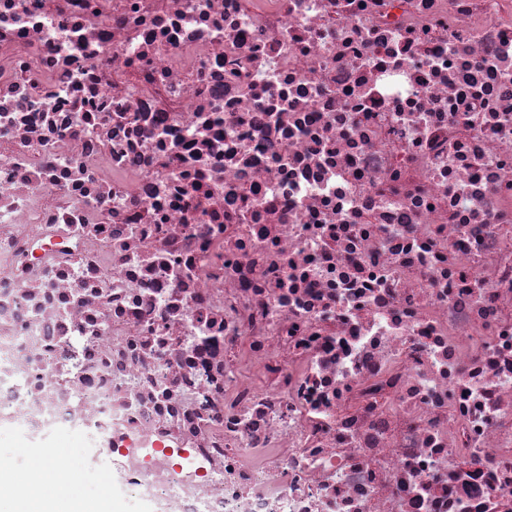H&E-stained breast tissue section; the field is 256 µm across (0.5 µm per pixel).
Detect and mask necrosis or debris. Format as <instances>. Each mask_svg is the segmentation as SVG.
Wrapping results in <instances>:
<instances>
[{
    "label": "necrosis or debris",
    "instance_id": "1",
    "mask_svg": "<svg viewBox=\"0 0 512 512\" xmlns=\"http://www.w3.org/2000/svg\"><path fill=\"white\" fill-rule=\"evenodd\" d=\"M4 503L512 512V0H0Z\"/></svg>",
    "mask_w": 512,
    "mask_h": 512
}]
</instances>
